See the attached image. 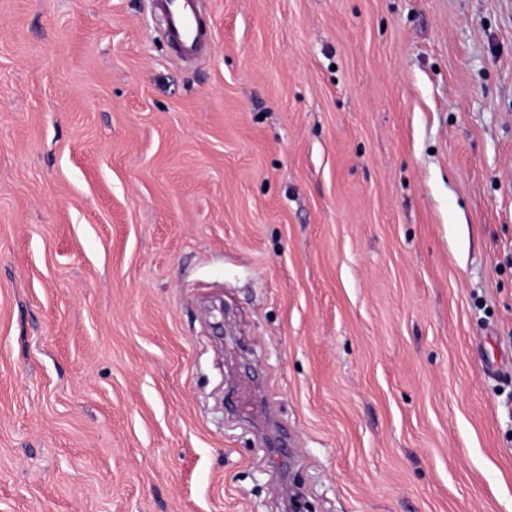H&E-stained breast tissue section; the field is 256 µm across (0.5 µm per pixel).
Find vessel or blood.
<instances>
[{"mask_svg":"<svg viewBox=\"0 0 512 512\" xmlns=\"http://www.w3.org/2000/svg\"><path fill=\"white\" fill-rule=\"evenodd\" d=\"M172 42L187 56L204 52L209 44V29L196 0H159Z\"/></svg>","mask_w":512,"mask_h":512,"instance_id":"1","label":"vessel or blood"}]
</instances>
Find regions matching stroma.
<instances>
[{"label": "stroma", "mask_w": 512, "mask_h": 512, "mask_svg": "<svg viewBox=\"0 0 512 512\" xmlns=\"http://www.w3.org/2000/svg\"><path fill=\"white\" fill-rule=\"evenodd\" d=\"M198 6L0 0V512H512V0ZM164 13L167 33L185 56L204 52L209 44V29L196 0H158Z\"/></svg>", "instance_id": "1"}]
</instances>
